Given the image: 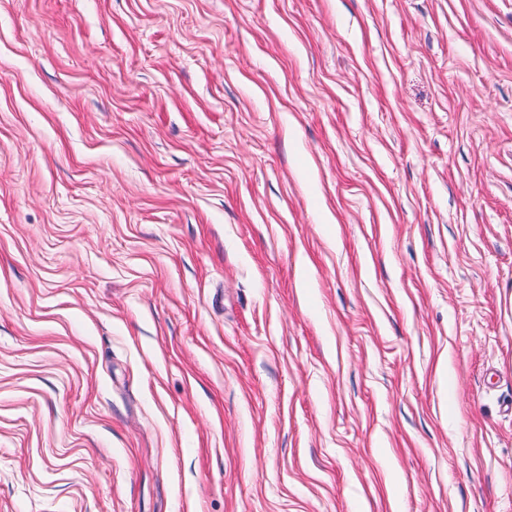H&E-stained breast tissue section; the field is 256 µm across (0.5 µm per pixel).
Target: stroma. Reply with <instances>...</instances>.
I'll use <instances>...</instances> for the list:
<instances>
[{
    "label": "stroma",
    "instance_id": "stroma-1",
    "mask_svg": "<svg viewBox=\"0 0 512 512\" xmlns=\"http://www.w3.org/2000/svg\"><path fill=\"white\" fill-rule=\"evenodd\" d=\"M0 512H512V0H0Z\"/></svg>",
    "mask_w": 512,
    "mask_h": 512
}]
</instances>
